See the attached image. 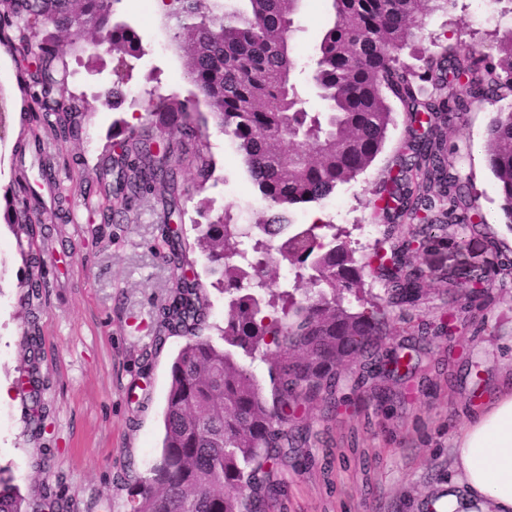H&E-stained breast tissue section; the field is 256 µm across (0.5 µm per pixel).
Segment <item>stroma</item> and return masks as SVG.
Wrapping results in <instances>:
<instances>
[{
    "instance_id": "obj_1",
    "label": "stroma",
    "mask_w": 512,
    "mask_h": 512,
    "mask_svg": "<svg viewBox=\"0 0 512 512\" xmlns=\"http://www.w3.org/2000/svg\"><path fill=\"white\" fill-rule=\"evenodd\" d=\"M114 11L118 21L136 27L142 50L127 58L123 96L113 105L99 98L112 84L116 62L111 55L79 50L66 57L63 102L73 110L77 133L49 140L48 152L74 205L65 222L45 213L36 244L39 268L30 267L11 227L0 219V382L13 389L0 401V468L14 476L23 495L50 485L67 512H130L137 477L146 475L160 454L170 364L186 341L168 331L159 315L171 287L165 204L159 195L147 196L117 224L101 223L92 211L93 204L112 196L117 180L109 153L114 122L143 124L150 98H183L193 90L164 10L154 4L141 14L134 0H116ZM327 17L325 0H303L292 43L312 112L322 111L323 103L306 67ZM508 30L512 14H497L490 22L476 0H456L450 10L425 11L414 45L433 51L457 38L493 54ZM26 66L13 53L0 60V88L12 107L0 123V210L6 187L18 177L22 98L17 76ZM391 107L393 122L370 166L355 182L320 203L298 205L293 214L295 223L306 224L312 212H321L325 222L343 230L359 260L384 243L387 219L374 210L372 193L397 172L410 142L406 110L396 100ZM510 111L512 96L480 102L456 119L448 139L451 169L471 177L485 215L501 204L485 159L487 129L496 113ZM205 141L214 161L211 177L199 181L191 162H183L179 191L183 236L190 244L186 255L207 286L203 334L216 342L227 297L212 287L207 260L192 247L193 225L225 211L241 223L264 210L265 202L223 130L209 124ZM369 224L374 234H366ZM492 237L498 247L489 246ZM457 240L439 254L449 277L460 283L476 274L492 279L476 307L451 308L465 330L451 338L435 331L417 338L415 369L404 385L361 380L356 365L347 370L343 405L331 414L310 410L302 420L305 439L288 449L278 466L284 512H421L424 498L448 479L459 428L512 383V268L503 265L512 251V230L496 223L481 235L460 231ZM35 274L43 281L33 309L41 333L37 370L48 424L40 436L27 431L15 391L26 368L20 356L25 329L20 300ZM47 448L53 459L45 472L37 464Z\"/></svg>"
}]
</instances>
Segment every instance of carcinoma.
<instances>
[{"mask_svg": "<svg viewBox=\"0 0 512 512\" xmlns=\"http://www.w3.org/2000/svg\"><path fill=\"white\" fill-rule=\"evenodd\" d=\"M429 1L442 9L453 5L326 0L330 19L311 76L325 110L309 112L293 79L298 62L291 51L302 0H232L230 7L220 0H163L195 91L183 99L157 97L147 124L125 122L113 135L126 144L127 177L116 201L99 211L100 220L109 223L157 192L168 195L166 206L180 210L179 162L154 157L146 145L154 131L164 130L203 148L210 119L236 146L267 210L252 224H238L226 211L194 225L209 274L229 296L221 344L200 334L204 284L197 276L183 279L185 254L168 257L172 288L162 315L189 338L170 367L160 458L136 481L131 512H269L279 493L273 454L290 445L295 411L319 404L334 412L341 368L359 358H385V341L392 336L427 333L424 323H392L390 313L417 305L428 273L448 281L445 267L426 270L410 261L386 281L379 300L353 310L344 306L345 295L362 286L353 250L334 224L295 223L292 207L328 198L368 168L393 122V96L430 133L413 141L392 178L384 207L393 221L389 232L446 206L444 223L418 227L426 254L448 246L447 225L464 222L472 184L448 172V128L475 103L504 99L512 91V35L500 39L495 58L457 39L420 57V69L404 65L399 54L411 46ZM117 2L0 0V43L42 60L41 71L22 90L42 110L43 127L57 137L70 130L48 104L63 87L52 62L79 42L94 50L104 46L121 59L140 51L137 32L113 21ZM32 18L45 30L37 42L28 34ZM16 152L21 167L28 156L38 163V178L17 182L4 219L14 226L18 245L31 248L42 233V190L48 189L61 220L69 217L70 198L57 187L39 133L20 139ZM487 164L499 184L502 218L512 228V115L500 112L492 119ZM283 262L294 284L275 290ZM39 345L34 316L21 346L30 358ZM246 358L268 364L269 387L260 384ZM37 504L51 512L66 509L48 485L39 502L29 501L0 468V512H34Z\"/></svg>", "mask_w": 512, "mask_h": 512, "instance_id": "obj_1", "label": "carcinoma"}]
</instances>
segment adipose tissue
<instances>
[{"label": "adipose tissue", "mask_w": 512, "mask_h": 512, "mask_svg": "<svg viewBox=\"0 0 512 512\" xmlns=\"http://www.w3.org/2000/svg\"><path fill=\"white\" fill-rule=\"evenodd\" d=\"M435 495L423 512H512V388L462 427Z\"/></svg>", "instance_id": "1"}]
</instances>
